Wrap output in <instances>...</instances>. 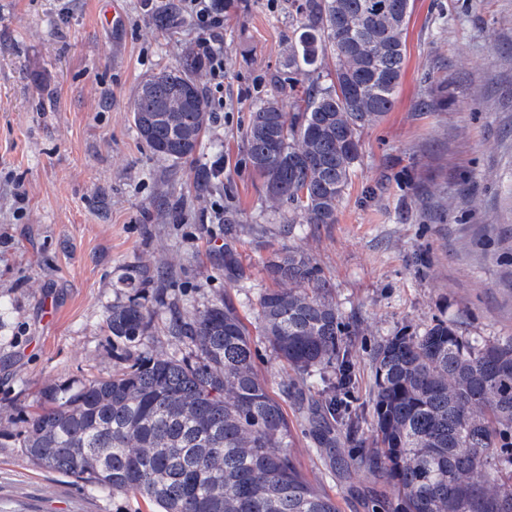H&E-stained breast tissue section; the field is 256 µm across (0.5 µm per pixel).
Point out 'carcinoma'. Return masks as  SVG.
Here are the masks:
<instances>
[{
  "instance_id": "obj_1",
  "label": "carcinoma",
  "mask_w": 512,
  "mask_h": 512,
  "mask_svg": "<svg viewBox=\"0 0 512 512\" xmlns=\"http://www.w3.org/2000/svg\"><path fill=\"white\" fill-rule=\"evenodd\" d=\"M413 0H288V95L252 105L242 138L261 181V202L284 232L337 223L362 161L361 136L390 111L406 57ZM149 27L178 29L176 6H155ZM334 69L328 68V61ZM205 61L184 50L148 74L131 112L138 137L158 156L195 157L211 119L197 81ZM425 109L448 106V87L430 90ZM220 172L195 171L199 192ZM242 212L224 207V272L245 271L235 247ZM275 287L257 298L260 333L293 376L295 418L316 450L356 444L371 416L370 449L330 457L341 478L365 470L391 484L383 512H512V336L477 341L446 319L395 335L373 354L374 385L362 405L351 389L353 345L332 286L315 258L294 247L264 261ZM166 309L174 350H142L153 316ZM122 368L74 392L48 391L37 412L20 409L14 441L37 468L95 490L133 494L156 512H340L291 452L294 435L257 369V347L234 304L192 311L131 298L106 312ZM327 369L334 378L323 376ZM320 375L323 387L300 385Z\"/></svg>"
}]
</instances>
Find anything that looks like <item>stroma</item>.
I'll return each mask as SVG.
<instances>
[{
	"label": "stroma",
	"mask_w": 512,
	"mask_h": 512,
	"mask_svg": "<svg viewBox=\"0 0 512 512\" xmlns=\"http://www.w3.org/2000/svg\"><path fill=\"white\" fill-rule=\"evenodd\" d=\"M142 0H0V512H149L33 466L12 433L18 408L75 391L119 363L105 311L134 296L192 310L232 301L257 334L256 301L272 282L271 249L308 250L356 329L354 394L372 386L376 345L436 318L466 336H512V0H414L391 112L362 135V165L334 224L285 235L260 210V183L239 132L251 104L287 91L288 0H247L224 23V106L194 160L172 163L139 139V82L176 63L198 36L163 35ZM115 6L116 21L104 18ZM448 87L447 110L422 108ZM229 184L205 194L197 168ZM248 224L236 248L244 287L224 276V227ZM294 451L341 512H373L366 473L338 480L309 437Z\"/></svg>",
	"instance_id": "1"
}]
</instances>
